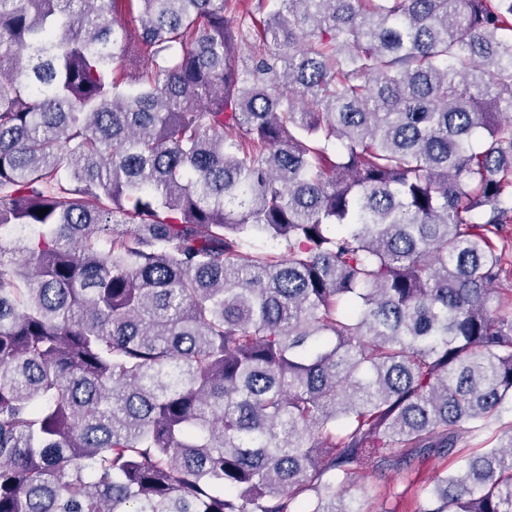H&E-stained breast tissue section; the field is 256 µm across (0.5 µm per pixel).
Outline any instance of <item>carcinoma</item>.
I'll use <instances>...</instances> for the list:
<instances>
[{
  "label": "carcinoma",
  "instance_id": "cac0c4a2",
  "mask_svg": "<svg viewBox=\"0 0 512 512\" xmlns=\"http://www.w3.org/2000/svg\"><path fill=\"white\" fill-rule=\"evenodd\" d=\"M268 2L0 0V512H512V0ZM385 484L397 485L400 489L408 484L406 475L404 472H398L396 470H386L383 472H371L363 475L357 479L352 485H345V489H348L351 494L364 495L365 507L371 511L378 512V507L381 502L376 500V495L383 489ZM364 492V494H362Z\"/></svg>",
  "mask_w": 512,
  "mask_h": 512
}]
</instances>
